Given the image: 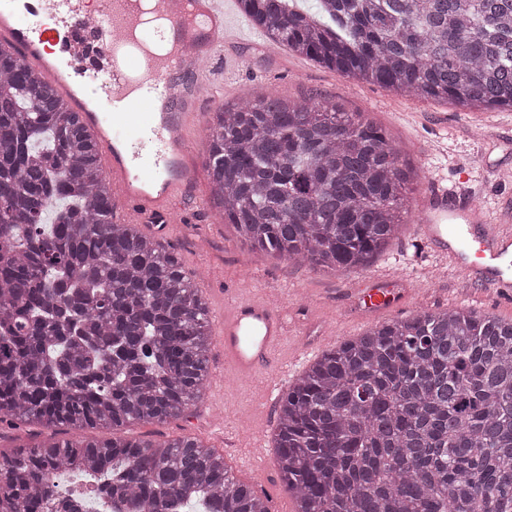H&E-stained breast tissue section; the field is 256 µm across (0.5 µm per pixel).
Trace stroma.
<instances>
[{
  "label": "stroma",
  "instance_id": "stroma-1",
  "mask_svg": "<svg viewBox=\"0 0 512 512\" xmlns=\"http://www.w3.org/2000/svg\"><path fill=\"white\" fill-rule=\"evenodd\" d=\"M279 54V62L273 65L253 37L231 43L226 55L239 57L240 63L225 65L213 94L231 105L268 95L303 103L312 99L330 102L339 111L360 113L388 133L417 171L408 185L410 199H417L426 183L436 178L459 193L474 190L478 204L484 207L512 202V111L486 112L443 100L408 98L383 85L343 76L287 49H280ZM139 231L164 240L213 309L223 308L228 283L237 282L261 294L278 293L298 331L297 338L288 341L291 350L301 336L328 350L336 341L359 336L374 326V319L357 316L347 300L349 286L365 272L418 275L432 268L436 274L415 291L412 312L458 306L512 319V300L466 285L446 263L422 253L406 226L365 269L350 271L291 262L250 246L213 207L201 213L187 209L183 223L169 230L143 224ZM223 373V368L210 365L206 398L185 416L132 424L121 429V436L158 443L189 436L223 450L222 430L214 421V408L224 401L219 389Z\"/></svg>",
  "mask_w": 512,
  "mask_h": 512
}]
</instances>
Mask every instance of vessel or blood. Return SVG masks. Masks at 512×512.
I'll return each instance as SVG.
<instances>
[{
	"mask_svg": "<svg viewBox=\"0 0 512 512\" xmlns=\"http://www.w3.org/2000/svg\"><path fill=\"white\" fill-rule=\"evenodd\" d=\"M179 2L156 0L164 15L158 25L139 21L129 0H102L94 12L83 0H28L22 12L0 7V41L47 75L97 140L103 173L112 183V220L118 224H136L147 216L180 223L196 184L190 135L205 125L202 78L236 31L230 25L233 0H196L204 44L184 43L176 58L152 52V36L182 27ZM51 18L70 27V40L58 54L52 49L56 32L47 24ZM413 237L467 284L512 296V211L488 212L472 194H454L434 179L417 204ZM350 295L362 313L397 314L409 304L412 290L407 278L384 272L366 276ZM214 322L225 390H232L234 381L267 373L264 422L273 424L271 410L288 380L281 350L296 334L287 309L265 295L228 288ZM225 442L228 450L241 452L253 489H263L267 450L262 440L230 429Z\"/></svg>",
	"mask_w": 512,
	"mask_h": 512,
	"instance_id": "obj_1",
	"label": "vessel or blood"
}]
</instances>
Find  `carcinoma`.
Wrapping results in <instances>:
<instances>
[{"mask_svg":"<svg viewBox=\"0 0 512 512\" xmlns=\"http://www.w3.org/2000/svg\"><path fill=\"white\" fill-rule=\"evenodd\" d=\"M272 44L407 97L512 110V0H238ZM210 195L239 237L356 270L397 237L413 175L384 130L260 98L213 112ZM94 137L0 44V416L75 431L204 396L208 309L136 226L111 222ZM273 448L295 512H512V320L465 307L380 324L289 386ZM62 469L128 512H268L191 437L48 438L0 453V512H71Z\"/></svg>","mask_w":512,"mask_h":512,"instance_id":"carcinoma-1","label":"carcinoma"}]
</instances>
